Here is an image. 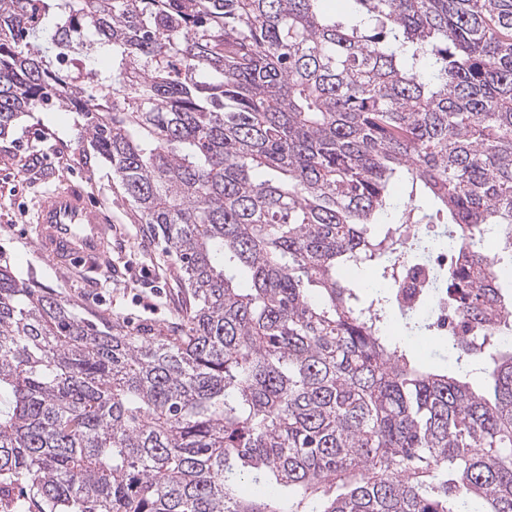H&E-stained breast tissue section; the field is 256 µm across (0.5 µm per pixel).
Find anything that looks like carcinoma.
Wrapping results in <instances>:
<instances>
[{
    "label": "carcinoma",
    "mask_w": 512,
    "mask_h": 512,
    "mask_svg": "<svg viewBox=\"0 0 512 512\" xmlns=\"http://www.w3.org/2000/svg\"><path fill=\"white\" fill-rule=\"evenodd\" d=\"M320 2L0 0V139L77 113L189 305L100 327L0 264V512H512V0ZM421 224L470 254L446 367L387 333Z\"/></svg>",
    "instance_id": "obj_1"
}]
</instances>
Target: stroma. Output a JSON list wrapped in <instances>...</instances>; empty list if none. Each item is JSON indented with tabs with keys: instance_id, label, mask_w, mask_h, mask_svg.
<instances>
[{
	"instance_id": "35a3bbf8",
	"label": "stroma",
	"mask_w": 512,
	"mask_h": 512,
	"mask_svg": "<svg viewBox=\"0 0 512 512\" xmlns=\"http://www.w3.org/2000/svg\"><path fill=\"white\" fill-rule=\"evenodd\" d=\"M72 182L83 186L113 227L111 262L94 273L51 265L25 231L38 198ZM120 194L110 169L85 152L75 113L28 114L0 140V261L20 280L77 304L85 318L163 334L183 313V290L161 247L144 242L142 226Z\"/></svg>"
}]
</instances>
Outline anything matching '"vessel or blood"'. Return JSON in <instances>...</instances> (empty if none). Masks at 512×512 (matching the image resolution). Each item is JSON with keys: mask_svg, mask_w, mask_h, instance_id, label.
I'll return each instance as SVG.
<instances>
[{"mask_svg": "<svg viewBox=\"0 0 512 512\" xmlns=\"http://www.w3.org/2000/svg\"><path fill=\"white\" fill-rule=\"evenodd\" d=\"M34 241L55 266L106 265L112 226L81 186L45 193L36 206Z\"/></svg>", "mask_w": 512, "mask_h": 512, "instance_id": "obj_1", "label": "vessel or blood"}]
</instances>
